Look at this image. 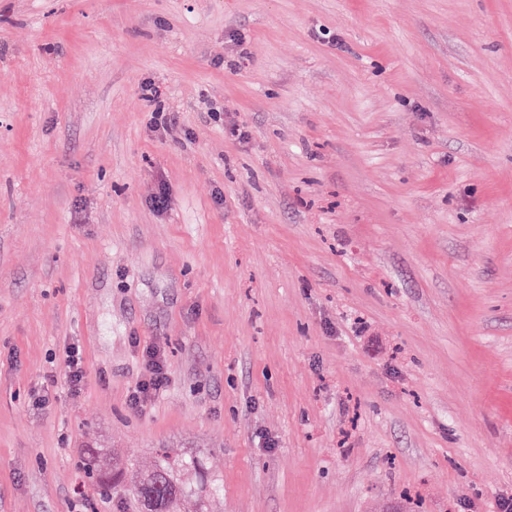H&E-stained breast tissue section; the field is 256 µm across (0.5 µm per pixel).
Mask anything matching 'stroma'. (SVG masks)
<instances>
[{
    "instance_id": "1",
    "label": "stroma",
    "mask_w": 512,
    "mask_h": 512,
    "mask_svg": "<svg viewBox=\"0 0 512 512\" xmlns=\"http://www.w3.org/2000/svg\"><path fill=\"white\" fill-rule=\"evenodd\" d=\"M163 448L208 512L512 505V0H0V512ZM152 369L148 379L140 382L129 395V402L132 406H141L152 393L158 391L164 384V375L157 352L148 350ZM86 469L89 474H96L101 486L106 490H112L116 487L119 466L118 464H110L102 453L92 452L86 458Z\"/></svg>"
}]
</instances>
